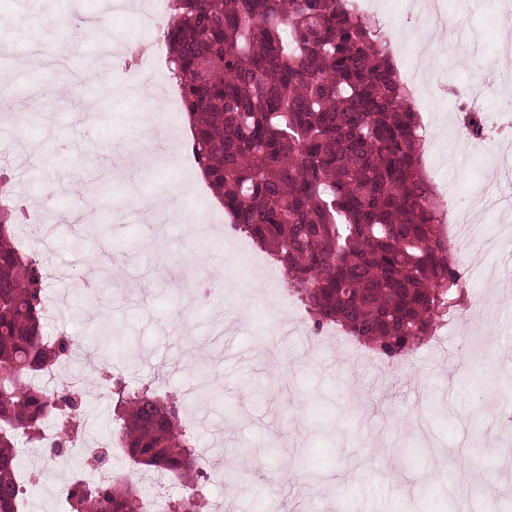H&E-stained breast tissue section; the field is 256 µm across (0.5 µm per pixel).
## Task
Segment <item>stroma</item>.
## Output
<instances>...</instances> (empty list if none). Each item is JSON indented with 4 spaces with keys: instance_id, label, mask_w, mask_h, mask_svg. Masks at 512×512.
I'll use <instances>...</instances> for the list:
<instances>
[{
    "instance_id": "1",
    "label": "stroma",
    "mask_w": 512,
    "mask_h": 512,
    "mask_svg": "<svg viewBox=\"0 0 512 512\" xmlns=\"http://www.w3.org/2000/svg\"><path fill=\"white\" fill-rule=\"evenodd\" d=\"M394 56L414 42L432 60L420 106L432 140L424 155L439 197L468 198L477 233L456 250L466 307L442 341L427 340L391 362L344 328L315 336L307 325L276 335L264 277L225 240L206 211L223 212L187 145L185 117L161 153L141 149L146 102L165 108L174 80L148 97L122 93L118 58L99 40L134 43L135 9L108 0H0V171L27 205L14 236L25 244L53 225L44 256L49 292L62 303L58 331L117 347L101 369L125 379L159 377L160 389L194 411L188 426L214 452L208 491L224 512H512V137L468 143L462 103L488 115L507 109L501 83L512 51L507 0H445L456 27L447 40L422 37L416 0H375ZM97 17L96 35L67 67L32 61L29 15ZM86 73L82 88L73 73ZM98 212L79 206V186L102 166ZM192 257L195 274L225 270L222 348L209 310L184 309L174 288ZM114 404L87 394L80 435L107 436ZM473 484L458 495L459 477Z\"/></svg>"
}]
</instances>
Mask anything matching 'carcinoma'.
I'll use <instances>...</instances> for the list:
<instances>
[{
    "mask_svg": "<svg viewBox=\"0 0 512 512\" xmlns=\"http://www.w3.org/2000/svg\"><path fill=\"white\" fill-rule=\"evenodd\" d=\"M170 72L191 117L189 150L234 229L288 274L312 330L329 324L401 360L463 303L421 169L420 126L380 24L355 0H170ZM487 124L469 110L464 136ZM0 206V512H22L20 441L57 455L79 435L78 400L32 378L81 349L45 336L47 282ZM120 438L138 468L185 479L164 512H206L196 438L155 382L115 383ZM70 512H145L133 483L62 487Z\"/></svg>",
    "mask_w": 512,
    "mask_h": 512,
    "instance_id": "1",
    "label": "carcinoma"
}]
</instances>
